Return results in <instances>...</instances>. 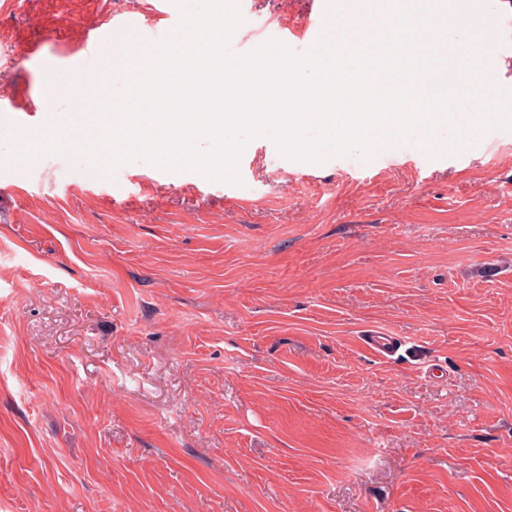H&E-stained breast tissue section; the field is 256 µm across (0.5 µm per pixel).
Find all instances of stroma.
<instances>
[{
  "label": "stroma",
  "mask_w": 512,
  "mask_h": 512,
  "mask_svg": "<svg viewBox=\"0 0 512 512\" xmlns=\"http://www.w3.org/2000/svg\"><path fill=\"white\" fill-rule=\"evenodd\" d=\"M156 4L0 0V512H512V131L259 135L236 184L21 157L78 95L24 42L64 66ZM310 8L245 11L272 41Z\"/></svg>",
  "instance_id": "1"
}]
</instances>
